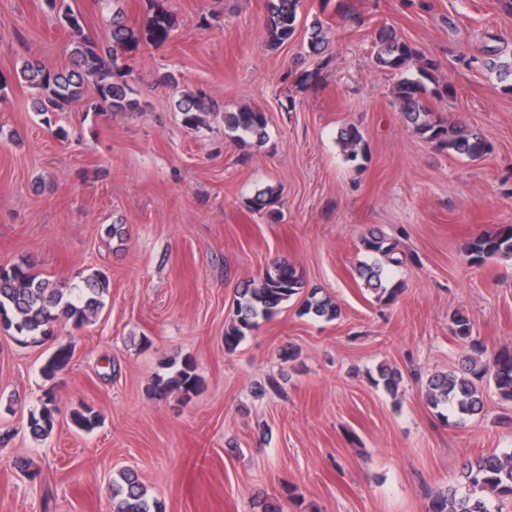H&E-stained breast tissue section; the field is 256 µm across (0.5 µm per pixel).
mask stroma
<instances>
[{
  "instance_id": "1",
  "label": "stroma",
  "mask_w": 512,
  "mask_h": 512,
  "mask_svg": "<svg viewBox=\"0 0 512 512\" xmlns=\"http://www.w3.org/2000/svg\"><path fill=\"white\" fill-rule=\"evenodd\" d=\"M346 2L360 24L301 0L304 23L328 31L330 63L318 84L299 85L294 74L318 59L303 33L268 47L266 0H118L131 25L155 4L177 29L139 54L131 84L144 111L95 116L74 104L55 117L70 134L62 141L11 75L32 55L66 66L70 32L44 0H0V265L27 263L54 282L96 271L110 280L85 330L63 324L53 340L22 345L0 328V434L10 436L0 512H111L109 481L125 468L165 512H262L267 501L283 512H424L465 459L512 451V403L492 387L482 415L461 426L425 399L428 377L460 370L470 353L449 332L451 314L488 347L512 349V259L476 267L463 251L512 224V93L488 67L512 60V11L504 0ZM384 24L439 62L456 94L429 105L487 140L482 159L438 150L404 121L394 77L373 59ZM167 70L177 87L159 83ZM199 88L220 110L190 128L176 104ZM244 107L268 124L263 142L241 147L225 137L224 115ZM348 127L367 147L357 165L337 144ZM270 186L273 221L247 206ZM113 224L121 236L108 235ZM372 229L410 257L393 272L405 290L390 305L356 273ZM275 258L340 318L302 314L294 298L226 352L236 288ZM61 346L70 364L44 380L40 367ZM187 358L201 392L187 403L154 397L152 379ZM382 366L401 372L397 395L370 381ZM272 377L283 393L267 390ZM48 389L60 414L37 441L26 423ZM83 405L104 415L90 434L69 418ZM19 457L35 478L14 468Z\"/></svg>"
}]
</instances>
